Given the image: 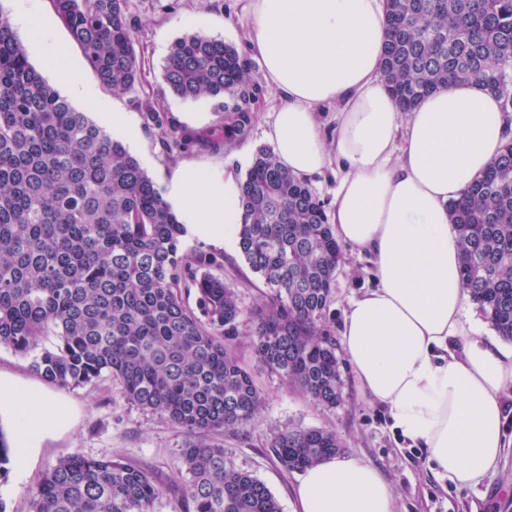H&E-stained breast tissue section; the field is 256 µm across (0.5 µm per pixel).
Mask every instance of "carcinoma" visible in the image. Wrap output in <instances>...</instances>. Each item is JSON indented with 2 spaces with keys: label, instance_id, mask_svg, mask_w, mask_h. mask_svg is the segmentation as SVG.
Here are the masks:
<instances>
[{
  "label": "carcinoma",
  "instance_id": "carcinoma-1",
  "mask_svg": "<svg viewBox=\"0 0 512 512\" xmlns=\"http://www.w3.org/2000/svg\"><path fill=\"white\" fill-rule=\"evenodd\" d=\"M101 85L139 81L129 0H51ZM382 79L400 108L477 81L512 107V0H386ZM164 78L183 100L224 98V142L247 137L257 85L222 40L178 39ZM238 245L269 291L248 312L247 345L309 396L343 401L340 357L326 320L342 249L326 204L275 154L259 149L242 184ZM460 276L496 334L512 342V139L448 203ZM178 221L152 178L108 128L77 111L32 65L0 12V346L27 355L60 386L108 375L130 403L184 429L181 491L193 512H281L271 491L207 440L243 430L265 399L236 350V289L209 272L223 260L185 253ZM196 296V305L185 298ZM287 471L342 451L336 432L290 425L271 443ZM150 473L78 451L41 478L30 512H151Z\"/></svg>",
  "mask_w": 512,
  "mask_h": 512
}]
</instances>
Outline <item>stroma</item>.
Returning <instances> with one entry per match:
<instances>
[{
	"instance_id": "35a3bbf8",
	"label": "stroma",
	"mask_w": 512,
	"mask_h": 512,
	"mask_svg": "<svg viewBox=\"0 0 512 512\" xmlns=\"http://www.w3.org/2000/svg\"><path fill=\"white\" fill-rule=\"evenodd\" d=\"M243 6L244 0H132L131 24L136 51L144 57L143 74L133 90L121 94L100 85L81 49L57 19L51 0H36V22L15 24L14 30L28 46L32 65L76 109L92 119L100 117L95 101L79 97L60 73L46 65V56L59 54L61 63L77 70L81 83L93 86L98 99L131 114L139 133V145L133 154L162 190L174 172L187 164L218 174L230 163L239 173H247L256 150L268 144V112L276 103V95L267 86L257 59L249 61L251 77L259 87L249 134L245 140L219 150L208 145L209 139L220 135L224 128V114L217 107V99L182 101L164 78L170 48L181 37L200 32L243 48L247 36ZM42 18L49 21L52 35L42 51L36 52L32 46L37 22ZM147 101L162 107L163 127L145 120L141 105ZM166 130L182 136L185 148L168 153L161 139ZM181 249L186 253L210 252L223 258V267L215 269L214 274L237 288L243 310H250L263 300V281L246 263L237 242L219 245L189 232L181 239ZM344 253L330 305V322L336 332L341 329L350 300L374 285L368 255L350 246L345 247ZM238 355L264 395L265 406L246 432L227 430L213 435L212 440L223 446L238 469L249 472L269 488L281 512H292L293 492L301 474L283 469L270 444L278 430L296 424L334 429L345 444L346 454L377 467L394 490L395 512H512V391L505 397L506 446L501 457L477 484L460 488L433 472L425 449L393 430L387 409L362 394L350 363L342 365L343 403L326 408L288 386L247 347H240ZM0 374L20 385L39 388L68 408L66 425L45 433L28 465L10 460L9 473L0 480V500L5 502L7 512H29L31 495L43 474L61 455L74 450L94 458L119 457L147 470L159 488L152 512H189L180 491L169 483L180 465L186 439L181 427L127 402L118 382L108 377L93 385L54 386L32 370L28 357L4 347H0Z\"/></svg>"
}]
</instances>
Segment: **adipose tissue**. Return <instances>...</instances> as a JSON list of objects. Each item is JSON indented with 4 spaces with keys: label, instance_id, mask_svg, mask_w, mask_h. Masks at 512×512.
<instances>
[{
    "label": "adipose tissue",
    "instance_id": "1",
    "mask_svg": "<svg viewBox=\"0 0 512 512\" xmlns=\"http://www.w3.org/2000/svg\"><path fill=\"white\" fill-rule=\"evenodd\" d=\"M245 12L248 48L277 95L267 137L279 164L301 179L334 167L333 233L373 258L375 285L350 302L341 332L358 385L439 474L471 486L505 448L512 348L449 346L468 295L448 203L500 155L512 125L475 82L402 112L381 78L385 0H247ZM324 105L334 109L328 141ZM241 184L232 167L217 176L189 166L175 172L165 199L192 232L220 241L242 221ZM0 402L23 460L46 427L68 419L41 389L2 377ZM293 512H394V494L373 465L332 456L306 469Z\"/></svg>",
    "mask_w": 512,
    "mask_h": 512
}]
</instances>
